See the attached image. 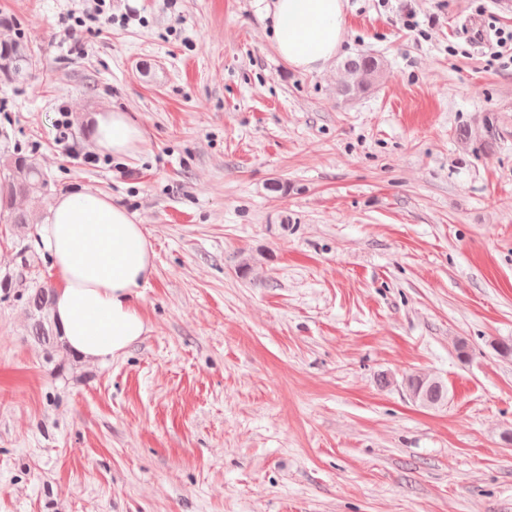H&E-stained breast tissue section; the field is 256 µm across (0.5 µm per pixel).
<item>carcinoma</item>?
I'll use <instances>...</instances> for the list:
<instances>
[{"mask_svg":"<svg viewBox=\"0 0 512 512\" xmlns=\"http://www.w3.org/2000/svg\"><path fill=\"white\" fill-rule=\"evenodd\" d=\"M35 65V56L19 36L0 40V75L14 80L25 76ZM380 61L360 54L343 63V79L337 89L339 96L351 99L372 87L381 76ZM0 165L9 171L11 191L23 197H38L46 186V179L35 159L27 156H7ZM0 288L16 289L14 300L28 312L30 322L27 336L46 351L51 360L63 349L61 334L53 316V289L31 283L23 275L4 274ZM405 385L411 396L424 407H437L447 399L444 383L427 374L409 376Z\"/></svg>","mask_w":512,"mask_h":512,"instance_id":"1","label":"carcinoma"}]
</instances>
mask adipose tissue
<instances>
[{"label":"adipose tissue","mask_w":512,"mask_h":512,"mask_svg":"<svg viewBox=\"0 0 512 512\" xmlns=\"http://www.w3.org/2000/svg\"><path fill=\"white\" fill-rule=\"evenodd\" d=\"M272 44L297 71H323L346 33L344 0H269ZM96 149L132 156L141 127L123 112L92 116ZM57 286L53 306L59 329L77 355L106 360L128 351L147 331L138 304L154 269L153 246L133 214L111 197L84 189L58 197L36 229Z\"/></svg>","instance_id":"adipose-tissue-1"}]
</instances>
